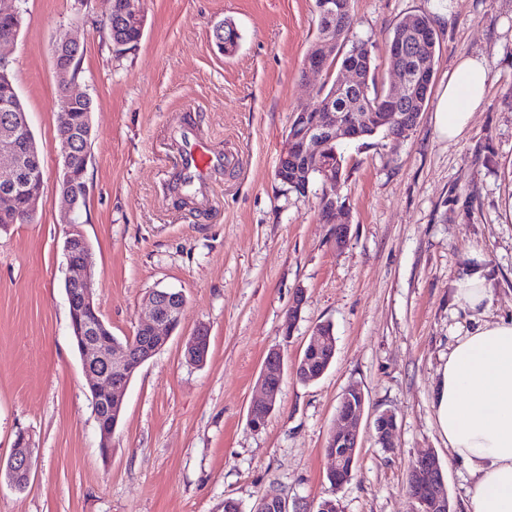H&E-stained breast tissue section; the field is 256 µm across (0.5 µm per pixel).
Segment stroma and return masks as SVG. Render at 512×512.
Returning <instances> with one entry per match:
<instances>
[{
    "label": "stroma",
    "instance_id": "35a3bbf8",
    "mask_svg": "<svg viewBox=\"0 0 512 512\" xmlns=\"http://www.w3.org/2000/svg\"><path fill=\"white\" fill-rule=\"evenodd\" d=\"M140 6L143 37L121 58L95 25L103 0H25L10 49L44 177L36 222L0 234V460L21 434L34 450L27 488L0 476V512H223L228 498L253 512L272 485L311 506L335 498L341 512H413L403 486L426 450L444 469L452 512H466L472 476L448 450L435 396L456 339L512 318V0H352L379 85L392 82L388 30L421 12L438 33L433 90L468 56L484 59L489 84L456 140L440 134L429 107L407 139L342 144L336 195L350 233L341 249L313 195L275 178L293 115L315 107L322 81L301 73L317 36L315 0ZM226 21L239 34L230 54L213 39ZM65 34L84 49L75 88L92 101L80 221L100 313L124 337L145 316L149 292L186 300L179 328L132 379L106 455L64 291L53 47ZM189 128L235 165L217 174L207 200L184 205L165 181ZM473 276L492 296L483 313L455 301ZM299 288L305 303L292 321ZM327 322L336 360L301 383L292 367ZM202 327L210 349L196 366L185 341ZM274 347L286 371L273 413L254 431L248 409ZM351 385L367 406L355 475L335 490L325 445ZM384 411L396 416L389 449L373 429Z\"/></svg>",
    "mask_w": 512,
    "mask_h": 512
}]
</instances>
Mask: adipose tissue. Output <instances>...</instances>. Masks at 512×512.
<instances>
[{"label":"adipose tissue","instance_id":"ef3b65f1","mask_svg":"<svg viewBox=\"0 0 512 512\" xmlns=\"http://www.w3.org/2000/svg\"><path fill=\"white\" fill-rule=\"evenodd\" d=\"M485 62L462 59L439 94L435 120L457 139L482 105ZM436 419L454 457L472 468L468 512H512V321L485 324L448 354L436 394Z\"/></svg>","mask_w":512,"mask_h":512}]
</instances>
